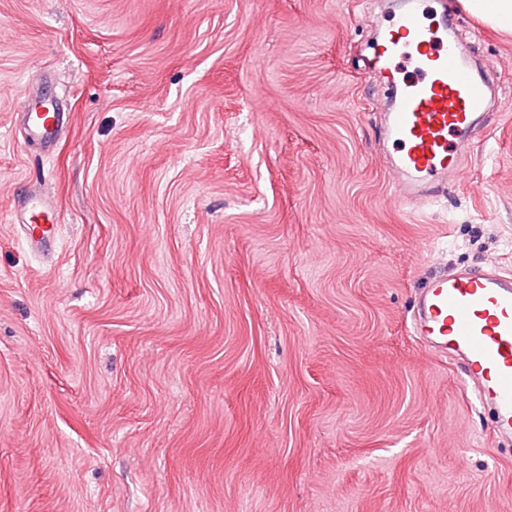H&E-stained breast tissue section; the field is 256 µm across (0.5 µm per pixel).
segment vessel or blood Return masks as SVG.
Wrapping results in <instances>:
<instances>
[{
    "label": "vessel or blood",
    "instance_id": "vessel-or-blood-1",
    "mask_svg": "<svg viewBox=\"0 0 512 512\" xmlns=\"http://www.w3.org/2000/svg\"><path fill=\"white\" fill-rule=\"evenodd\" d=\"M428 0H402V8L383 35L380 56L394 93L383 115L385 141L393 154L386 163L390 201L404 210L425 207L458 177L482 131L490 104V80L473 73L448 40L449 18L426 23ZM24 113L32 141L55 142L62 115ZM14 208L31 250L54 251L59 219L46 197L34 192ZM415 336L431 351L452 353L463 364L479 403L493 411V433L512 437V275L492 264L443 272L422 288L414 309Z\"/></svg>",
    "mask_w": 512,
    "mask_h": 512
}]
</instances>
